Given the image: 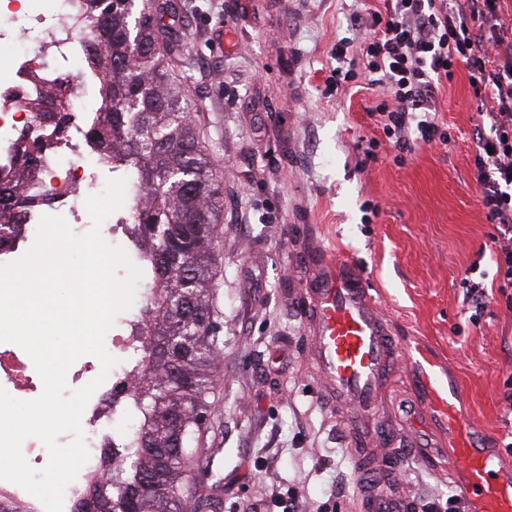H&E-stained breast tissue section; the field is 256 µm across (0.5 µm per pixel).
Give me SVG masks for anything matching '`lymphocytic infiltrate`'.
I'll list each match as a JSON object with an SVG mask.
<instances>
[{"label":"lymphocytic infiltrate","mask_w":512,"mask_h":512,"mask_svg":"<svg viewBox=\"0 0 512 512\" xmlns=\"http://www.w3.org/2000/svg\"><path fill=\"white\" fill-rule=\"evenodd\" d=\"M358 39L337 40L325 88L378 87L372 114L394 147L448 144L438 95L464 65L477 112L478 202L494 224L497 288L512 308V0H384L355 13Z\"/></svg>","instance_id":"obj_1"}]
</instances>
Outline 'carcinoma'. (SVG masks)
Masks as SVG:
<instances>
[{
  "mask_svg": "<svg viewBox=\"0 0 512 512\" xmlns=\"http://www.w3.org/2000/svg\"><path fill=\"white\" fill-rule=\"evenodd\" d=\"M82 0L91 21L85 59L98 78L101 108L85 132L100 159L129 182V234L147 268L139 319L148 354L136 359L143 375L133 394L138 420L123 462L103 456L84 475L87 510L184 512L202 464L207 398L223 352L215 319L217 225L224 193L192 120V97L174 81L160 48L169 8L144 0ZM31 109L61 127L69 101L57 83L36 78ZM42 146L23 132L14 144L17 182L35 176ZM33 199L16 191L0 203V235L20 231Z\"/></svg>",
  "mask_w": 512,
  "mask_h": 512,
  "instance_id": "obj_1",
  "label": "carcinoma"
}]
</instances>
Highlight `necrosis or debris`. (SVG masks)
Listing matches in <instances>:
<instances>
[{"label": "necrosis or debris", "mask_w": 512, "mask_h": 512, "mask_svg": "<svg viewBox=\"0 0 512 512\" xmlns=\"http://www.w3.org/2000/svg\"><path fill=\"white\" fill-rule=\"evenodd\" d=\"M38 2L32 29L16 25L12 14L0 8V183L14 180V133H29L43 146L38 159L40 180L22 186L24 194L42 198L43 203L28 211L19 237L0 242V266L16 261L33 246L43 216L63 217L74 234L87 232L91 220L85 201L104 192L112 178L111 166L81 138L84 124L99 111L100 103L90 91L93 79L80 68L88 26L78 0ZM60 67L65 70L71 102L69 130L64 134L41 122L27 106L32 76ZM146 342L137 320H126L122 331L111 329L104 336V348L116 360L109 373H102L100 361L92 355L81 356L67 371L68 390L94 380L99 383L84 409L86 469L99 465L101 449L125 446V434L114 432L112 425L130 406L138 384L132 358ZM0 388L21 401L32 400L43 388L30 356L11 342H0Z\"/></svg>", "instance_id": "obj_1"}]
</instances>
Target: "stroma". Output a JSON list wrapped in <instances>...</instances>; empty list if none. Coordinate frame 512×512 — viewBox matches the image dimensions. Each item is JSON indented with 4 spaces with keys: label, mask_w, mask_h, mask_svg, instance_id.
<instances>
[{
    "label": "stroma",
    "mask_w": 512,
    "mask_h": 512,
    "mask_svg": "<svg viewBox=\"0 0 512 512\" xmlns=\"http://www.w3.org/2000/svg\"><path fill=\"white\" fill-rule=\"evenodd\" d=\"M173 76L224 189L217 228L224 362L202 437L203 468L184 512H252L295 489L303 512H357L353 432L308 357L305 285L322 249L380 302L399 349L385 414L388 465L415 501L461 495L449 474L448 419L431 391L459 389L469 425L496 434L512 462V309L495 298L472 324L461 280L478 265L496 289L495 228L477 198L464 69L438 98L449 144L397 159L362 89L329 97L331 49L376 0H173Z\"/></svg>",
    "instance_id": "stroma-1"
}]
</instances>
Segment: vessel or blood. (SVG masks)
<instances>
[{
	"label": "vessel or blood",
	"instance_id": "obj_1",
	"mask_svg": "<svg viewBox=\"0 0 512 512\" xmlns=\"http://www.w3.org/2000/svg\"><path fill=\"white\" fill-rule=\"evenodd\" d=\"M314 321L311 358L327 390L348 419L377 420L394 385L397 345L391 325L367 289L346 275L338 258H321L311 290ZM448 418L453 461L465 476L461 494L467 512H512V466L498 463V439L476 433L463 419L455 395L437 398ZM385 443L378 431L364 436L366 462L359 512H413L412 499L388 487Z\"/></svg>",
	"mask_w": 512,
	"mask_h": 512
}]
</instances>
